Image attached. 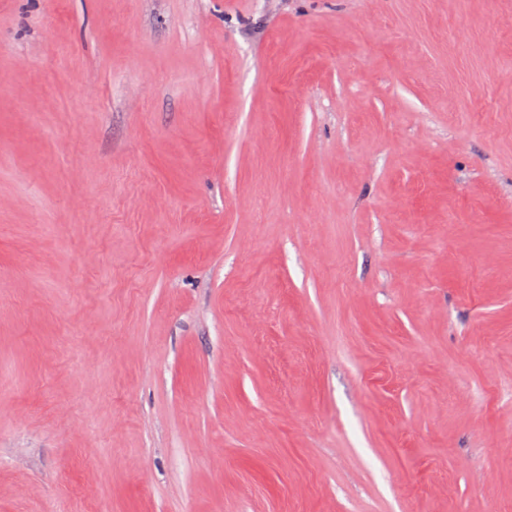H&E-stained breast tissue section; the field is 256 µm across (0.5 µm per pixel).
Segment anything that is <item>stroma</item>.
<instances>
[{
    "instance_id": "35a3bbf8",
    "label": "stroma",
    "mask_w": 512,
    "mask_h": 512,
    "mask_svg": "<svg viewBox=\"0 0 512 512\" xmlns=\"http://www.w3.org/2000/svg\"><path fill=\"white\" fill-rule=\"evenodd\" d=\"M0 512H512V0H0Z\"/></svg>"
}]
</instances>
